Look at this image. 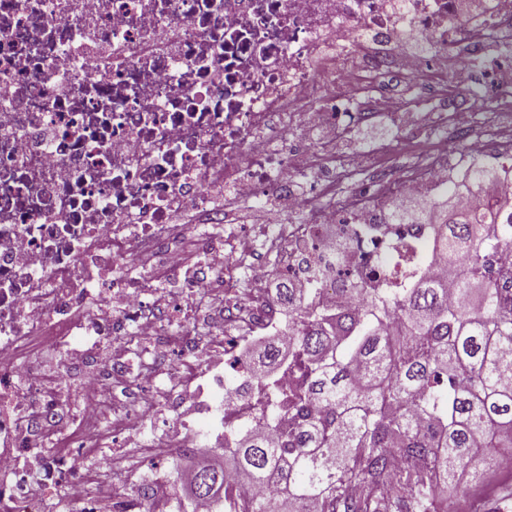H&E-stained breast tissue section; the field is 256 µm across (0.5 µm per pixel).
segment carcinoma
<instances>
[{"mask_svg": "<svg viewBox=\"0 0 512 512\" xmlns=\"http://www.w3.org/2000/svg\"><path fill=\"white\" fill-rule=\"evenodd\" d=\"M485 207L431 222L432 251L462 269L455 288L423 275L417 243L400 242L404 270L389 288L349 277L343 291L370 296L362 310L317 302L336 264L310 270L312 287L281 281L273 304L288 309L295 341L275 342L252 360L232 359L269 399L260 434L224 423L230 468L194 461L192 493L216 502L228 472L281 489L252 512H448L441 492L477 456L512 448V271L490 273L512 246V223ZM287 371L298 386L285 393Z\"/></svg>", "mask_w": 512, "mask_h": 512, "instance_id": "1", "label": "carcinoma"}]
</instances>
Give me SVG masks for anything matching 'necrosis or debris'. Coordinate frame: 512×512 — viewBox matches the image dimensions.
<instances>
[{
    "instance_id": "4bbe7bcc",
    "label": "necrosis or debris",
    "mask_w": 512,
    "mask_h": 512,
    "mask_svg": "<svg viewBox=\"0 0 512 512\" xmlns=\"http://www.w3.org/2000/svg\"><path fill=\"white\" fill-rule=\"evenodd\" d=\"M0 0V512H45L76 487L82 512H134L106 447L164 422L143 466L152 512H181L160 463L187 430L198 441L232 418L260 427L258 398L207 375L256 337L289 338L257 296L238 287L256 247L294 256L257 269L262 281L308 286L298 258L307 241L328 255L326 225L340 224L368 287L391 276L379 258L406 227L388 220L400 197L430 204L449 178L463 182L491 158L512 191V0ZM415 46L384 50L398 30ZM499 57L488 59L489 44ZM481 83L496 103L490 136L458 95ZM435 106L439 147L401 174L385 173L334 204L363 156L343 146L369 116ZM462 143L452 151L449 141ZM225 207L287 200L277 231H224ZM210 220L169 239L181 216ZM131 257L137 274L119 271ZM223 276L228 336L198 343L174 322L201 312ZM171 282L158 291L155 281ZM77 355L90 397L61 424L64 372L44 349ZM210 393L195 420L178 404L198 377ZM140 386L131 401L112 383ZM96 448L97 486L74 462Z\"/></svg>"
}]
</instances>
